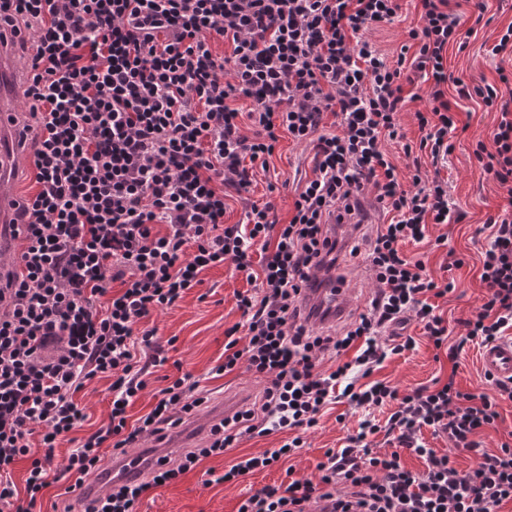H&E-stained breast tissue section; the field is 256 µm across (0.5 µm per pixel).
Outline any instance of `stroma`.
<instances>
[{"label": "stroma", "mask_w": 512, "mask_h": 512, "mask_svg": "<svg viewBox=\"0 0 512 512\" xmlns=\"http://www.w3.org/2000/svg\"><path fill=\"white\" fill-rule=\"evenodd\" d=\"M458 10L465 18V27L471 33L465 38V49L450 45L445 52V65L453 76L466 80L485 79L497 83L495 63L488 50L498 32L512 24V0H484L490 17L489 25H474L471 16L476 7L474 0H458ZM401 9L391 23L368 32L367 37L378 52L388 59L396 58L407 39V32L418 23L419 0H400ZM498 119L494 110L481 100H463L456 112L457 131L451 135L452 153L444 161L434 163L422 157V169L427 175H439L448 182L450 208L464 212L457 224H431L426 237L420 242H407L403 250L408 258L425 261L428 269L439 279H450L456 284L454 291L437 301L444 318L454 321L468 317L481 303L485 288L480 280L481 251L486 245L479 232L488 216L512 205V197L487 175L476 161L473 150L477 142L488 140ZM311 149L281 138L268 166H254L252 186L248 197H240L227 190L224 221L240 223L247 201L271 202L279 222H287L301 184L313 169ZM448 239L447 248H439V236ZM462 258V266H453V258ZM339 263L347 273V286L351 290L350 305L363 312L369 306L373 290L370 271L364 257L342 251ZM201 282L189 290L176 305L152 313L143 324L158 330V340L164 343L166 361L154 367L144 393L128 409L130 420L148 413L154 403L153 395L165 387L167 378L191 374L201 388L209 390V402L200 409V416L211 420L234 411L247 401L259 397L263 384L238 367L226 374L216 368L224 361V332L241 322L237 295L249 288L246 280L233 264L217 265L202 271ZM407 334L416 340L413 350L392 356L373 374L398 387L399 391L433 384L434 381L454 379L465 391L480 394L489 386L480 365L478 345H470L459 364H451L446 354L437 353L423 335L421 326L410 324ZM111 381L102 377L91 382L78 393L77 400L85 406L88 419L83 427L58 443L54 450L56 464H63L80 441L101 426L107 425L111 410ZM364 409L340 400L329 405L314 430L304 434L305 445L281 459L271 467L256 471L232 482H221L225 469L242 456L261 454L266 449L280 447L288 441L285 432L243 437L236 447L224 455L203 459L192 471L178 481L154 489L142 499L139 512H237L242 501L267 485L288 483L289 479L318 480L317 464L323 461L328 449L342 447L349 435L355 434Z\"/></svg>", "instance_id": "obj_1"}]
</instances>
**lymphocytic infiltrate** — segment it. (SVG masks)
Masks as SVG:
<instances>
[{
    "label": "lymphocytic infiltrate",
    "instance_id": "lymphocytic-infiltrate-1",
    "mask_svg": "<svg viewBox=\"0 0 512 512\" xmlns=\"http://www.w3.org/2000/svg\"><path fill=\"white\" fill-rule=\"evenodd\" d=\"M449 3L420 0L419 22L408 32L416 52L390 61L366 34L394 20L399 0H0V47L30 55L20 138L33 143L39 185L17 211L24 271L0 284V512H33L42 490L65 477L82 487L101 475L104 444L117 450L164 439L207 402L186 373L128 422L149 368L164 362L156 329L141 321L225 262L256 290L238 297L243 323L225 332L221 369L246 366L264 384L259 400L214 424L205 446L159 458L147 478L108 484L81 510L64 512H138L158 483L179 479L242 436L291 431L281 447L240 458L222 479L267 468L302 447V433L340 396L391 412L382 424L362 420L343 448L327 450L318 481L264 486L238 512L317 505L323 512H501L512 504V442L490 454L478 439L498 419L499 401H512L511 381H493L488 395L451 381L403 393L369 379L414 348L413 337L398 334L411 321L455 364L468 344L512 332V209L485 223V293L456 342L433 304L455 282L436 280L401 249L423 241L427 225L462 220L448 205L447 182L428 178L417 162L402 187L382 149L398 140L405 155L435 161L453 151L456 100L445 84L455 86L456 99L478 98L497 112L489 142H477L473 155L512 195V98L498 89L512 84V70L497 66L495 85L448 74L443 53L461 26ZM217 39L231 41L230 56L213 53ZM409 68L431 83L416 114L415 145L399 118ZM240 97L251 102L248 114L231 105ZM328 111L337 131L322 126ZM246 119L253 133L244 132ZM284 135L314 150L293 216L279 223L271 203L253 202L242 223L225 224V189L248 192L250 164L267 162ZM368 193L389 221L366 240L351 224L345 244L354 254L367 249L374 296L367 312L332 333L311 324L306 300L315 288L345 285L330 234L350 224ZM346 352L351 360L323 370L326 356ZM101 374L112 379L109 423L54 468L56 445L87 418L73 396ZM427 427L451 449L472 453L475 465L458 471L449 455L427 448L420 437ZM37 430L44 453L35 458ZM380 432L397 450L371 448L369 436ZM404 448L423 459V470L405 468ZM24 457L31 464L20 490L11 472Z\"/></svg>",
    "mask_w": 512,
    "mask_h": 512
}]
</instances>
